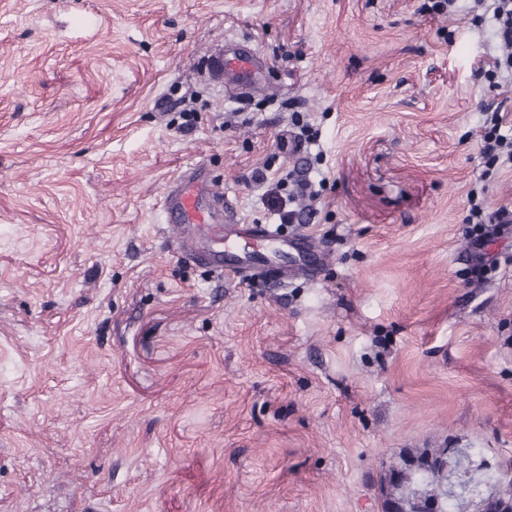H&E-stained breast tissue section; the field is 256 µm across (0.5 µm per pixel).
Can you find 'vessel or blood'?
Segmentation results:
<instances>
[{
  "label": "vessel or blood",
  "instance_id": "1",
  "mask_svg": "<svg viewBox=\"0 0 512 512\" xmlns=\"http://www.w3.org/2000/svg\"><path fill=\"white\" fill-rule=\"evenodd\" d=\"M209 77L225 94L247 98L265 83V56L249 42L225 39L212 54ZM161 221L174 231V255L218 275L279 288L320 279L326 249L314 236L275 224L246 223L224 211V197L209 170L194 165L164 189Z\"/></svg>",
  "mask_w": 512,
  "mask_h": 512
}]
</instances>
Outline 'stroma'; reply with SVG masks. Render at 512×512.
Segmentation results:
<instances>
[{
  "mask_svg": "<svg viewBox=\"0 0 512 512\" xmlns=\"http://www.w3.org/2000/svg\"><path fill=\"white\" fill-rule=\"evenodd\" d=\"M0 0V512H486L512 498V245L467 285L483 175L467 0ZM267 58L245 105L205 69ZM197 91L180 131L177 99ZM315 142L286 141L296 122ZM203 163L245 222L252 176L318 182L315 283L179 260L166 184ZM443 479L420 482L421 458Z\"/></svg>",
  "mask_w": 512,
  "mask_h": 512,
  "instance_id": "35a3bbf8",
  "label": "stroma"
}]
</instances>
